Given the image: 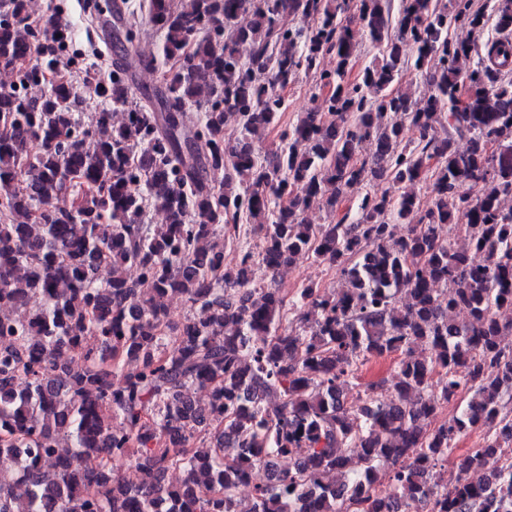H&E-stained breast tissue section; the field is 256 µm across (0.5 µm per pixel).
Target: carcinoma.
<instances>
[{
    "instance_id": "obj_1",
    "label": "carcinoma",
    "mask_w": 512,
    "mask_h": 512,
    "mask_svg": "<svg viewBox=\"0 0 512 512\" xmlns=\"http://www.w3.org/2000/svg\"><path fill=\"white\" fill-rule=\"evenodd\" d=\"M145 24L162 41L139 64L160 86L114 63L32 98L26 82L74 65L66 24L33 25L29 0L0 13V69L21 72L0 86V311L18 313L0 317V461L14 463L0 512H512L511 461L469 480L512 445V0L114 3L116 56ZM456 25L499 36L456 41ZM301 73L319 94L286 124ZM87 97L103 103L89 125ZM314 209L327 223L308 222ZM152 210L164 223H145ZM244 224L256 242L226 267ZM300 259L343 287L287 302L253 283L254 266ZM170 294L189 308L179 323ZM397 352L393 397L371 383L347 403L369 358ZM451 402L459 414L436 423ZM468 429L481 442L438 485ZM272 454L302 466L241 506ZM128 468L144 481L124 480Z\"/></svg>"
}]
</instances>
